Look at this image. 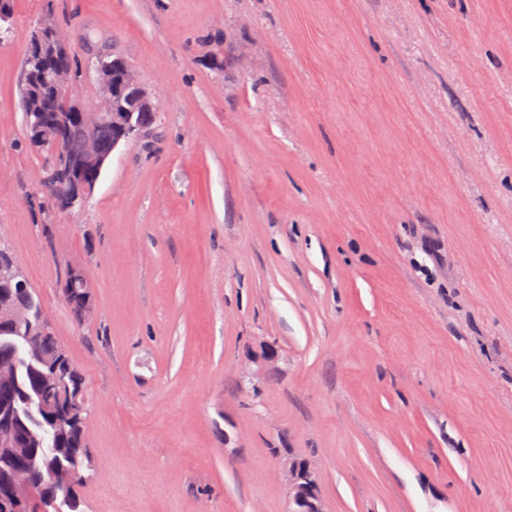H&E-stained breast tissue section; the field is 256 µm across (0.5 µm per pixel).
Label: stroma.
<instances>
[{
    "label": "stroma",
    "mask_w": 512,
    "mask_h": 512,
    "mask_svg": "<svg viewBox=\"0 0 512 512\" xmlns=\"http://www.w3.org/2000/svg\"><path fill=\"white\" fill-rule=\"evenodd\" d=\"M47 13L160 108L68 212ZM0 242L85 379L86 512H290L296 459L324 512H512V0H14Z\"/></svg>",
    "instance_id": "35a3bbf8"
}]
</instances>
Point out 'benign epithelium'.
I'll return each mask as SVG.
<instances>
[{"label":"benign epithelium","instance_id":"1","mask_svg":"<svg viewBox=\"0 0 512 512\" xmlns=\"http://www.w3.org/2000/svg\"><path fill=\"white\" fill-rule=\"evenodd\" d=\"M27 48L41 65L44 89L34 106L30 105L29 97L23 99L27 111L37 112L30 140L36 146L49 145L52 149L50 165L39 173V181L45 187L49 186L51 179L66 184V191L54 195L51 201L58 209L68 211L76 207L77 201H86L95 190V185L87 183L86 174L101 173L109 160V156L98 151L91 138L79 154L63 150L62 137L68 122L79 121L89 128L100 122L110 124L112 148L115 149L121 142L147 129L160 109L137 76L128 69L124 58L114 54L112 60L98 58L94 64L99 87L111 91L112 95L104 97L100 111H89L77 95V81L71 70L57 66L60 59L70 56V51L47 18L35 26ZM288 490L291 512H323L317 483L307 463L296 460L289 467Z\"/></svg>","mask_w":512,"mask_h":512}]
</instances>
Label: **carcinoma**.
Masks as SVG:
<instances>
[{
	"label": "carcinoma",
	"instance_id": "cac0c4a2",
	"mask_svg": "<svg viewBox=\"0 0 512 512\" xmlns=\"http://www.w3.org/2000/svg\"><path fill=\"white\" fill-rule=\"evenodd\" d=\"M84 136L83 128L69 125L63 148L78 152ZM14 264L12 250L1 242L0 292L18 303L37 302L32 288L16 287ZM24 336V326L13 325L0 315V358L13 360L19 369L15 380L0 378V405L7 404L14 410L21 442L16 456L0 458V512H85L79 488L94 478L96 468L81 431L84 398L78 396L77 417H71L67 410V398L83 391V378L52 328L42 334L35 357L27 353ZM62 362L69 364L64 386L56 392L44 390L45 378ZM58 469L77 474L79 481L67 487L57 485L51 473ZM16 477L27 479L34 486V495L22 503L12 500L7 483V479Z\"/></svg>",
	"mask_w": 512,
	"mask_h": 512
}]
</instances>
